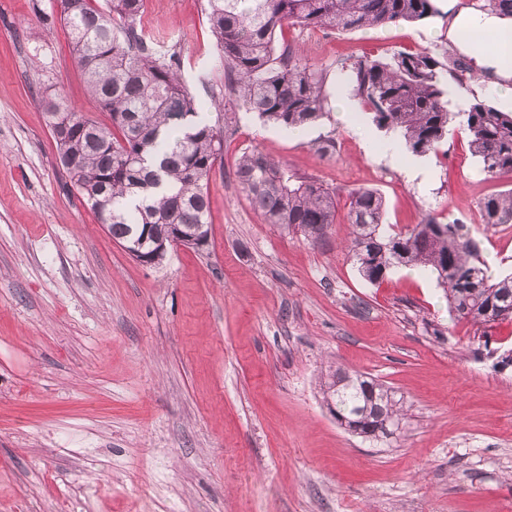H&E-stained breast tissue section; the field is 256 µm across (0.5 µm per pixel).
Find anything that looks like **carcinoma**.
Returning a JSON list of instances; mask_svg holds the SVG:
<instances>
[{"label":"carcinoma","instance_id":"carcinoma-1","mask_svg":"<svg viewBox=\"0 0 512 512\" xmlns=\"http://www.w3.org/2000/svg\"><path fill=\"white\" fill-rule=\"evenodd\" d=\"M59 20L87 83L98 121L60 93L39 102L69 125L54 136L70 186L94 211L112 239L135 260L147 254L162 264L167 252L151 247L170 225H202L209 233L210 174L236 108L288 130L323 119L327 72L309 65L303 47L278 44L288 26L338 31L423 22L437 13L434 0H207L206 18L224 65L221 96H212L217 121L198 112L182 77V57L146 34L145 0H57ZM477 10L512 18V0H478ZM463 58L439 61L431 52L341 60L352 93L372 122L392 135L402 152L438 151L453 118L469 133L473 156L488 178L512 173V112L487 99L448 110L447 81L467 71ZM251 209L266 224L317 242L336 223V192L258 150L241 154L234 171ZM351 258L376 284L398 267L436 275L459 318L481 327L512 319V273L488 275L469 225L426 215L407 232L385 223L383 196L370 188L349 191ZM486 227L512 224V189L479 203ZM323 400L336 422L372 442L396 435L403 398L393 387L358 371L339 369L321 378Z\"/></svg>","mask_w":512,"mask_h":512}]
</instances>
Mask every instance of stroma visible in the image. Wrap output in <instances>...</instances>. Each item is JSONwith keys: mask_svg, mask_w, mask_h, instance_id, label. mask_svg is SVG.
I'll return each instance as SVG.
<instances>
[{"mask_svg": "<svg viewBox=\"0 0 512 512\" xmlns=\"http://www.w3.org/2000/svg\"><path fill=\"white\" fill-rule=\"evenodd\" d=\"M472 0H436L424 23L350 31L290 27L328 96L348 56L463 55L452 111L512 99L473 46L448 39ZM205 0H146L144 25L182 54L201 111L224 83ZM56 0H0V512H512V321L479 330L448 311L431 271L362 279L346 222L322 241L263 223L234 176L256 149L345 200L377 190L386 223L431 214L470 224L492 276L512 273V224L484 229L478 203L512 188L488 179L459 123L416 159L377 149L359 111L303 136L239 111L212 172L209 243L132 259L98 224L58 163L39 105L88 106ZM210 73L208 84L197 80ZM333 155L317 151L326 136ZM424 165L426 182L410 166ZM370 374L407 410L388 445L340 427L320 393L329 368Z\"/></svg>", "mask_w": 512, "mask_h": 512, "instance_id": "1", "label": "stroma"}]
</instances>
